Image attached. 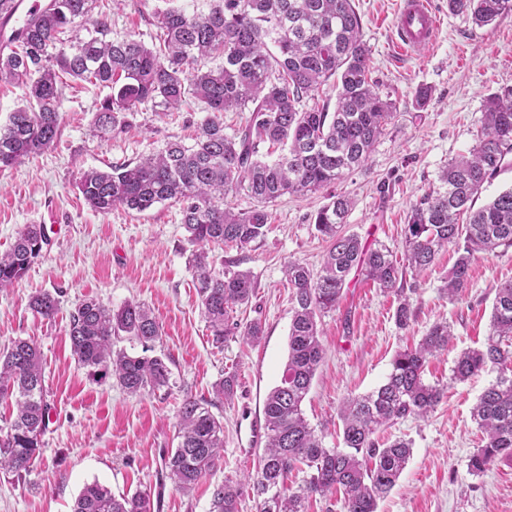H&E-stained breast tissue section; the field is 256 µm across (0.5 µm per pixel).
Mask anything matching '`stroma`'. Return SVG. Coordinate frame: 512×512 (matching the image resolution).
Returning <instances> with one entry per match:
<instances>
[{
  "label": "stroma",
  "mask_w": 512,
  "mask_h": 512,
  "mask_svg": "<svg viewBox=\"0 0 512 512\" xmlns=\"http://www.w3.org/2000/svg\"><path fill=\"white\" fill-rule=\"evenodd\" d=\"M371 54L372 77L396 117L376 142L366 166L307 196L284 195L269 203L266 236L244 249L218 248L217 268L250 270L256 283L247 306L233 317L260 321L264 336L248 345L231 336L212 345L198 305L189 259L193 250L181 224L180 206L159 203L137 213L123 208L93 211L77 182L83 171L131 162L166 142H190L204 113L189 101L162 116L144 105L128 132L91 136L89 123L106 88L79 82L60 99L61 135L53 147L20 166L0 171V252L25 224L44 225L50 244L25 277L0 292V348L17 338L33 340L45 369L51 423L40 457L25 479L0 473V512H71L83 486L96 481L114 493L150 491L159 512H208L215 483L254 473L266 442L263 407L279 384L288 355L291 290L284 269L291 260L319 269L330 243L313 217L331 195L346 194L353 207L343 226L363 243L384 244L401 253L411 206L439 187L448 162L477 142L487 96L512 85V16L477 26L470 15L431 0L440 18L435 42L406 56L398 52L394 17L401 0H352ZM156 0H99L113 38L140 35L153 43L148 16ZM432 90L429 105H413L417 88ZM456 259L442 250L434 265L415 279L408 328L395 321V294L351 273L336 311L319 322L324 357L303 404L306 419L326 447H335L339 408L385 379L395 353L416 344L427 330L448 321L454 336L448 351L432 358L425 379L446 391L427 417L410 416L385 429L389 438L413 444L412 456L378 512H512V460L473 473L470 459L481 444L471 409L498 372L489 367L459 382L457 354L478 348L489 332L495 286L512 280V249L475 257L461 300L444 291ZM47 291L58 300L53 318L29 306ZM87 298L118 308L137 301L150 306L161 327L156 355L167 357L171 390L124 392L115 379L91 373L75 360L67 329L70 315ZM231 376V400H214L213 386ZM214 400L224 422V460L192 494L178 491L162 469L177 444L176 414L185 395Z\"/></svg>",
  "instance_id": "1"
}]
</instances>
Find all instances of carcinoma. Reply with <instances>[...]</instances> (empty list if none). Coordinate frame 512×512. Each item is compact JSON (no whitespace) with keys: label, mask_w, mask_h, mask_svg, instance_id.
I'll list each match as a JSON object with an SVG mask.
<instances>
[{"label":"carcinoma","mask_w":512,"mask_h":512,"mask_svg":"<svg viewBox=\"0 0 512 512\" xmlns=\"http://www.w3.org/2000/svg\"><path fill=\"white\" fill-rule=\"evenodd\" d=\"M42 12L24 17L6 33L17 0H0V36L13 49L0 53V83L26 90L25 101L0 124V170L51 148L61 134L60 98L68 83L86 82L110 89L91 123L102 137L132 128L129 116L144 104L180 111L186 97L203 105L209 117L195 129L193 143L168 142L135 164L85 171L79 192L94 211L114 207L144 212L165 201L180 205L192 254L195 288L212 343L228 336L254 343L264 335L260 322H234V309L255 292L251 272L216 269L210 252L234 245L246 248L265 236L268 203L285 194L316 192L364 165L394 104L382 98L369 77L370 50L351 0H208L205 11L178 0H160L149 14L159 46L133 35L112 39L108 20L94 16L97 0H48ZM454 13H469L478 25L512 15V0H448ZM69 31L63 42L60 34ZM218 64H212L215 59ZM337 84L334 111L327 104L301 108L328 81ZM249 113L244 128L224 132V113ZM278 146L273 160L261 147ZM512 153V85L486 100L482 136L440 175L442 188L423 194L407 216L404 260L390 248L368 247L356 234L341 232L352 208L346 195H335L313 219L316 231L331 240L319 273L298 261L286 266L292 288L288 359L280 384L264 403L266 444L252 476L261 498L260 512H306L313 495L343 490V512H377L378 501L398 483L412 454V443L396 439L379 445L376 435L407 416L424 418L439 403L442 389L424 380L426 363L448 349V322L433 324L413 348L393 358L385 381L366 395L346 401L339 411L341 443L323 445L303 415L323 359L318 321L336 310L349 276L396 294V322L409 326L406 274L416 277L434 262L439 250L453 245L456 260L444 291L461 298L476 255L512 248V187L474 208L484 188ZM244 191L253 208L236 212L228 197ZM49 245L44 226L26 224L12 247L0 254V290L18 283ZM31 309L54 315L50 293L34 296ZM68 336L78 363L115 379L130 395L170 386L172 371L163 356H149L161 336L150 308L127 303L111 309L95 299L72 313ZM125 337L142 345V354L113 349ZM498 376L479 397L471 416L484 445L470 460L483 472L500 458L512 459V280L495 288L490 329L482 347L462 351L453 379L463 381L487 366ZM15 399L16 414L0 435V471L22 477L42 450L51 405L43 384L42 355L31 340L16 339L0 350V399ZM210 402L185 396L177 411V446L163 459L176 488L188 494L224 459V423ZM306 477L293 488V472ZM238 480L213 486L208 512H240ZM151 494L136 490L114 495L94 481L75 499L72 512H152Z\"/></svg>","instance_id":"carcinoma-1"}]
</instances>
